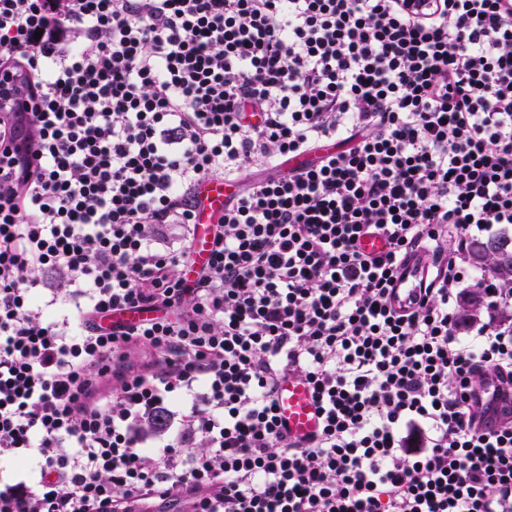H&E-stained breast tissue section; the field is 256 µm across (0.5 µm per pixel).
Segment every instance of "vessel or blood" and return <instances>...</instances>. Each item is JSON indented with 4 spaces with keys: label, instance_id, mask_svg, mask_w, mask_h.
<instances>
[{
    "label": "vessel or blood",
    "instance_id": "vessel-or-blood-1",
    "mask_svg": "<svg viewBox=\"0 0 512 512\" xmlns=\"http://www.w3.org/2000/svg\"><path fill=\"white\" fill-rule=\"evenodd\" d=\"M235 184L223 180H204L197 187L199 206L194 222L197 227L193 262L205 264L211 256L208 230L223 211L225 201L235 195ZM277 414L288 429L290 438L303 440L315 433L321 423L318 407L309 385L301 379L281 383L277 391ZM512 415V386L503 385L501 394L490 400L487 416L501 419Z\"/></svg>",
    "mask_w": 512,
    "mask_h": 512
}]
</instances>
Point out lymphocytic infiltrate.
<instances>
[{"instance_id": "obj_1", "label": "lymphocytic infiltrate", "mask_w": 512, "mask_h": 512, "mask_svg": "<svg viewBox=\"0 0 512 512\" xmlns=\"http://www.w3.org/2000/svg\"><path fill=\"white\" fill-rule=\"evenodd\" d=\"M4 83L0 463L32 480L0 512H512V422L474 408L512 290L467 275L512 225V0H0ZM207 178L241 187L190 279ZM277 414L288 429V436L303 440L315 433L321 423L311 388L301 379H288L277 391Z\"/></svg>"}]
</instances>
